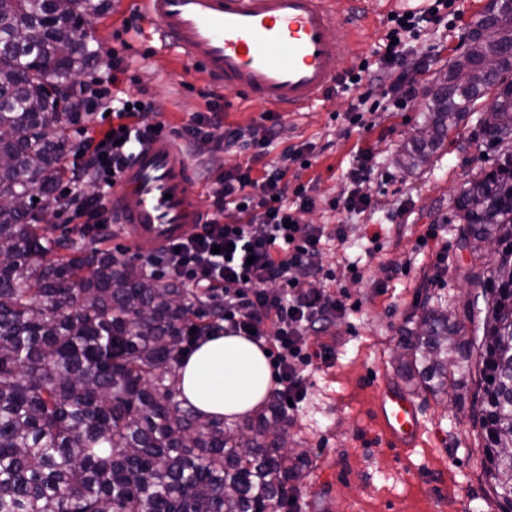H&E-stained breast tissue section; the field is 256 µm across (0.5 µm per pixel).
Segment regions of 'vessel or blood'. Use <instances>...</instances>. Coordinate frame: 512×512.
Here are the masks:
<instances>
[{
    "label": "vessel or blood",
    "mask_w": 512,
    "mask_h": 512,
    "mask_svg": "<svg viewBox=\"0 0 512 512\" xmlns=\"http://www.w3.org/2000/svg\"><path fill=\"white\" fill-rule=\"evenodd\" d=\"M342 0H137L170 49L212 84L282 114L312 109L346 74L344 52L359 32L338 18ZM112 218L148 255L189 234L203 211L192 165L161 135L141 146L110 195ZM375 412L399 448L422 422L401 390L382 387Z\"/></svg>",
    "instance_id": "1"
}]
</instances>
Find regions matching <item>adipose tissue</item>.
<instances>
[{"label":"adipose tissue","mask_w":512,"mask_h":512,"mask_svg":"<svg viewBox=\"0 0 512 512\" xmlns=\"http://www.w3.org/2000/svg\"><path fill=\"white\" fill-rule=\"evenodd\" d=\"M177 381L181 398L201 414L236 421L265 405L273 368L264 348L247 337L211 336L182 360Z\"/></svg>","instance_id":"ef3b65f1"}]
</instances>
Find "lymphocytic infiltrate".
I'll return each instance as SVG.
<instances>
[{"label": "lymphocytic infiltrate", "instance_id": "f902f5d3", "mask_svg": "<svg viewBox=\"0 0 512 512\" xmlns=\"http://www.w3.org/2000/svg\"><path fill=\"white\" fill-rule=\"evenodd\" d=\"M445 4L446 0H433L424 11L393 15L382 65H364L347 75V85L361 90L360 104L378 95L399 102L415 94L412 75L419 65L408 58L403 42L418 22L440 21ZM125 72L124 57L116 50L106 80L80 84L87 112L108 113L110 122L107 132L81 141V162L68 170L56 203L81 235L99 243L110 236L107 198L117 176L142 143L166 130L165 123L154 118L149 100L120 89ZM223 112V95L207 92L205 111L183 126L181 139L187 144L205 140L217 150L239 149L249 153L251 163L216 179L214 212L178 244L144 259L145 273L179 281L218 304V317L189 333L185 348L209 336L252 334L273 362L276 395L298 405L307 397L300 366L325 361L333 352L327 344L312 347L309 336L328 332L348 312L344 292L311 288L307 281L321 276L335 282L334 273L324 272L320 259L326 247L347 241L350 227L302 223V214L314 208L315 200L306 185H288L286 176L290 164L309 166L308 154L303 147L287 146L277 161L266 160L280 136L278 114L263 113L262 124L243 131L223 129ZM257 161L263 164L258 176L252 168ZM89 177L99 187L92 196L80 190ZM229 208L238 211L239 223L220 220V213Z\"/></svg>", "mask_w": 512, "mask_h": 512}]
</instances>
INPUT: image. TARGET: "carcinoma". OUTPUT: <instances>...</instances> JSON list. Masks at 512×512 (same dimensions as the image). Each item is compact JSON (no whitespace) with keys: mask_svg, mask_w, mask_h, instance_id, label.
<instances>
[{"mask_svg":"<svg viewBox=\"0 0 512 512\" xmlns=\"http://www.w3.org/2000/svg\"><path fill=\"white\" fill-rule=\"evenodd\" d=\"M112 0H0V512H276L306 476L308 449L288 447L280 403L240 423L183 405L177 351L188 326L214 314L179 283L147 278L108 250L60 243L41 225L66 167L69 125L83 110L76 78L102 62L80 33ZM432 91L425 123L396 159L426 164L487 93L479 121L493 145L512 134V89H492L486 57L512 71V20L489 21ZM460 246L483 259L464 278V313L425 303L398 336V372L436 397L462 390L477 348L471 417L484 439V476L512 512V151L456 199Z\"/></svg>","mask_w":512,"mask_h":512,"instance_id":"carcinoma-1","label":"carcinoma"}]
</instances>
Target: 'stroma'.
<instances>
[{"instance_id": "35a3bbf8", "label": "stroma", "mask_w": 512, "mask_h": 512, "mask_svg": "<svg viewBox=\"0 0 512 512\" xmlns=\"http://www.w3.org/2000/svg\"><path fill=\"white\" fill-rule=\"evenodd\" d=\"M437 23H425L409 51L421 62L415 97L394 103L382 100L365 113V126L348 117L358 105V89L329 90L308 112L283 117L282 145H306L311 165H291L289 184L309 186L317 200L303 223L350 225L348 241L325 251L321 264L335 270L336 284L357 308L337 321L328 335L310 337L311 345L331 344V365L304 367L308 395L288 413V436L308 448L309 474L298 491L300 512H499L488 499L482 476L481 443L468 405L437 401L414 393L423 430L407 449L395 448L383 434L375 413V396L383 385L404 387L397 371L396 342L405 318L425 298L442 299L462 309L470 291L462 277L472 255L458 247L460 224L455 199L466 181L490 167L494 154L475 134V119L449 131L430 162L414 170L394 158L402 143L422 124L431 91L448 70V50L460 44L467 22L486 0H447ZM128 71L124 90L144 94L159 120L176 132L197 112L205 111L210 84L192 65L161 46L147 27L126 34ZM368 152L374 172L363 183L374 207L354 217L331 211L352 187L350 170L360 152ZM246 154L216 151L202 142L192 149L194 169L209 168L210 179H198L203 207H210L211 178L245 164ZM438 237L420 245L429 225ZM445 250L441 283L435 253ZM357 262L352 277L346 261ZM398 266L386 278V263Z\"/></svg>"}]
</instances>
